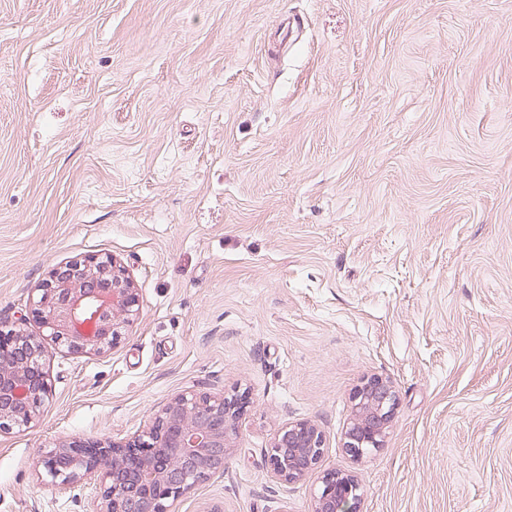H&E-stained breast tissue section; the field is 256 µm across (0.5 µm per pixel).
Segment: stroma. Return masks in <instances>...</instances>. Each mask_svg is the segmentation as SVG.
I'll list each match as a JSON object with an SVG mask.
<instances>
[{"instance_id": "1", "label": "stroma", "mask_w": 512, "mask_h": 512, "mask_svg": "<svg viewBox=\"0 0 512 512\" xmlns=\"http://www.w3.org/2000/svg\"><path fill=\"white\" fill-rule=\"evenodd\" d=\"M104 255L141 318L52 349L0 512H88L46 446L126 440L189 386L250 404L180 512H312L338 471L359 512H512V0H0V320ZM374 377L397 409L355 457ZM289 422L325 447L285 486ZM324 444L322 433L312 424L284 425L277 430L269 446L267 464L270 476L280 484L296 482L318 464ZM300 455L307 458H300L297 463L298 467H307L303 470L295 467Z\"/></svg>"}]
</instances>
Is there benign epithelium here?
<instances>
[{
    "label": "benign epithelium",
    "instance_id": "1",
    "mask_svg": "<svg viewBox=\"0 0 512 512\" xmlns=\"http://www.w3.org/2000/svg\"><path fill=\"white\" fill-rule=\"evenodd\" d=\"M36 335L27 316L0 321V432L28 429L48 399L45 364L53 346L99 355L113 348L138 321L135 281L111 256L73 259L31 289ZM245 394L194 386L152 408L148 425L125 443L63 440L46 449L41 464L50 482L69 490H92L89 512H178V501L224 475L237 436ZM384 429L363 430L346 447H374ZM325 440L316 426L288 423L271 440L269 474L280 484L314 468ZM307 469L295 466L299 456ZM360 487L352 477L329 473L318 487L313 512H356Z\"/></svg>",
    "mask_w": 512,
    "mask_h": 512
}]
</instances>
